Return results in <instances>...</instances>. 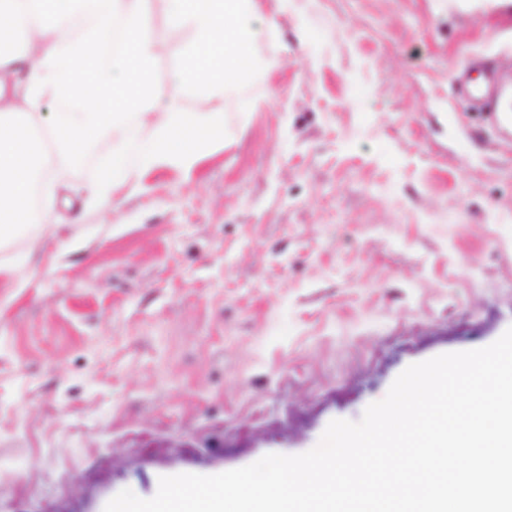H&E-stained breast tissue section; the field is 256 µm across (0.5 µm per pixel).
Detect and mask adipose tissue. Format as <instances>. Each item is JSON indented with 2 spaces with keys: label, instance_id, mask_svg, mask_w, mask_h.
<instances>
[{
  "label": "adipose tissue",
  "instance_id": "obj_1",
  "mask_svg": "<svg viewBox=\"0 0 512 512\" xmlns=\"http://www.w3.org/2000/svg\"><path fill=\"white\" fill-rule=\"evenodd\" d=\"M169 15L194 33L176 91L233 98L260 78L248 0H169ZM150 27L149 0H0V246L40 244L42 172L64 173L112 131L124 137L87 188L103 206L114 185L162 163L191 167L223 140V113L151 108L145 81L161 47ZM49 97L74 109L48 126Z\"/></svg>",
  "mask_w": 512,
  "mask_h": 512
}]
</instances>
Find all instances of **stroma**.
I'll use <instances>...</instances> for the list:
<instances>
[{"label":"stroma","instance_id":"35a3bbf8","mask_svg":"<svg viewBox=\"0 0 512 512\" xmlns=\"http://www.w3.org/2000/svg\"><path fill=\"white\" fill-rule=\"evenodd\" d=\"M152 105L193 33L172 31ZM262 81L224 139L81 201L117 137L64 177L56 240L0 279V512H104L159 477L314 448L409 365L512 327V133L454 100L471 61L512 75V0H253Z\"/></svg>","mask_w":512,"mask_h":512}]
</instances>
